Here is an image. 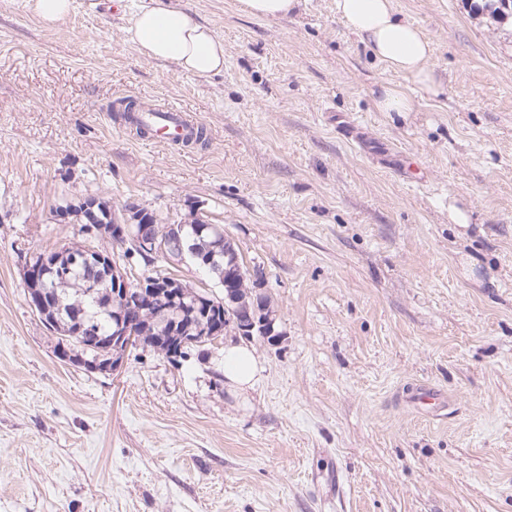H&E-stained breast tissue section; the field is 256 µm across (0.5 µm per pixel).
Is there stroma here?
<instances>
[{
    "instance_id": "obj_1",
    "label": "stroma",
    "mask_w": 512,
    "mask_h": 512,
    "mask_svg": "<svg viewBox=\"0 0 512 512\" xmlns=\"http://www.w3.org/2000/svg\"><path fill=\"white\" fill-rule=\"evenodd\" d=\"M84 2L48 27L0 0V512H512V15L394 0L439 92L379 112L393 76L336 0H177L224 40L209 79L138 53L142 0ZM129 96L208 146L143 142L112 110ZM90 196L220 225L263 271L282 338L250 340L254 387L224 381L231 331L114 373L59 359L22 275L111 250L57 217ZM298 0H242L246 11L258 18H279L288 16Z\"/></svg>"
}]
</instances>
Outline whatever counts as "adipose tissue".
<instances>
[{"instance_id":"adipose-tissue-1","label":"adipose tissue","mask_w":512,"mask_h":512,"mask_svg":"<svg viewBox=\"0 0 512 512\" xmlns=\"http://www.w3.org/2000/svg\"><path fill=\"white\" fill-rule=\"evenodd\" d=\"M346 28L359 35L372 56L402 76L399 84H382L374 105L380 112H412L417 100L408 88L436 89L430 40L401 19L393 0H336ZM140 55L173 64L179 71L208 79L224 69V41L202 24L191 9L173 0H146L127 30ZM261 371L253 348L230 344L224 348V377L240 389L252 387Z\"/></svg>"}]
</instances>
